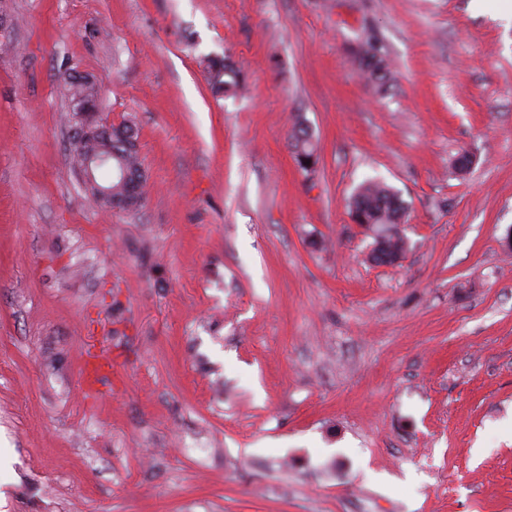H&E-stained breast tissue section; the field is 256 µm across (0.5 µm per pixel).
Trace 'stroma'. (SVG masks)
Listing matches in <instances>:
<instances>
[{"mask_svg": "<svg viewBox=\"0 0 512 512\" xmlns=\"http://www.w3.org/2000/svg\"><path fill=\"white\" fill-rule=\"evenodd\" d=\"M498 4L0 0V512H512ZM78 73L138 130L137 210L71 165ZM370 179L407 205L394 266L351 219ZM355 55L360 68L366 73L369 81L378 90H384L389 80V64L385 57L379 54L378 49L366 40L355 49ZM209 75L213 88L217 93L224 95H235L239 83L237 81H225L223 78L227 75V66L221 58L209 59ZM290 145L300 170L305 174L314 172L315 166L319 162V157L316 153L312 136H309L307 128L302 125L300 119L296 120L293 125ZM306 161H310V164H306ZM95 172L96 171L94 170L93 177H94L96 184L101 187H104V188H100V191L97 194L98 200L100 202H102L104 205H106V208L109 210L122 211L120 209L122 207H124L125 204L123 202H119L116 199H112V195L113 196H123L125 193V184L122 183L121 179L117 178L116 176H114L112 178V181L110 183L101 184L100 182H98ZM111 186H112V191L109 189H105V188H109Z\"/></svg>", "mask_w": 512, "mask_h": 512, "instance_id": "35a3bbf8", "label": "stroma"}]
</instances>
